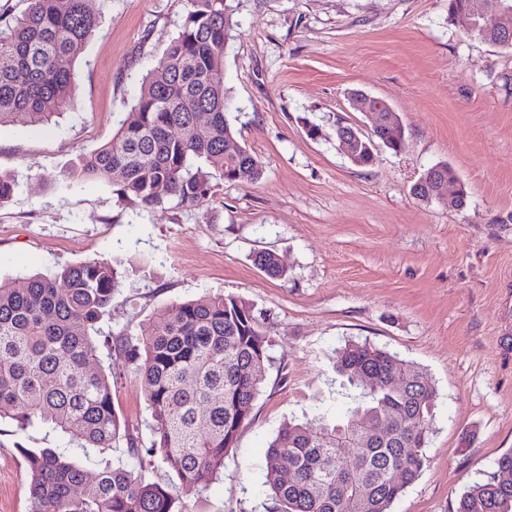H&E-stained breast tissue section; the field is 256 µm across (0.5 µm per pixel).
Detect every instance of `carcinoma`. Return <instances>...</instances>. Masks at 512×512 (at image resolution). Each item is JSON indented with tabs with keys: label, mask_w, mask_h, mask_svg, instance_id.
I'll use <instances>...</instances> for the list:
<instances>
[{
	"label": "carcinoma",
	"mask_w": 512,
	"mask_h": 512,
	"mask_svg": "<svg viewBox=\"0 0 512 512\" xmlns=\"http://www.w3.org/2000/svg\"><path fill=\"white\" fill-rule=\"evenodd\" d=\"M233 15L232 0H187L179 31L143 78L136 103L74 177L106 179L118 199L142 209L169 201L199 207L217 179H261V162L227 116L221 66ZM97 26L88 0H28L19 18L0 27V126H47L63 112L75 89L71 63ZM201 110L203 122L196 119ZM393 132L384 122L374 139L405 150ZM254 262L271 278L286 276L273 252L257 253ZM127 273L116 261L93 259L0 282V418L23 427L38 421L102 451L124 441L134 455L160 456L178 483H147L120 467L90 474L50 448H26L29 512H183L182 495L199 496L219 478L251 418L270 333L248 302L209 294L158 313L135 340L123 339L151 412L150 446L142 448L122 425L112 372L85 366L98 359L95 327ZM334 364L340 385L355 391L353 406L343 420L313 429L290 422L269 443L266 480L276 512H390L426 462L436 397L429 375L369 343L336 349ZM367 376L376 378L375 388L367 389ZM400 376L412 380L409 387L394 382ZM381 427L390 436H380ZM343 440L350 454L338 457ZM504 470L512 471V450L461 493L455 512H512V482L499 480Z\"/></svg>",
	"instance_id": "1"
}]
</instances>
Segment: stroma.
<instances>
[{
  "label": "stroma",
  "instance_id": "1",
  "mask_svg": "<svg viewBox=\"0 0 512 512\" xmlns=\"http://www.w3.org/2000/svg\"><path fill=\"white\" fill-rule=\"evenodd\" d=\"M224 48L228 117L263 165L254 184L222 182L202 206L143 211L105 180L71 169L107 143L142 79L176 36L185 0H90L94 37L75 64L58 124L0 127V173L17 183L0 205V279L88 259L132 266L99 337L136 333L157 310L224 294L271 329V361L251 419L203 496L185 512H271L269 442L289 421L343 417L353 400L333 357L370 343L414 362L436 392L418 477L391 512H454L464 489L512 450V52L470 37L448 0H234ZM385 99L406 148L377 146L353 165L337 124L369 130L349 93ZM449 164L468 192L459 212L416 199L424 170ZM276 253L282 279L253 257ZM112 402L150 442V411L133 365L100 348ZM25 448H52L89 472L123 467L173 483L161 460L103 453L36 424L0 421V512H28Z\"/></svg>",
  "mask_w": 512,
  "mask_h": 512
}]
</instances>
